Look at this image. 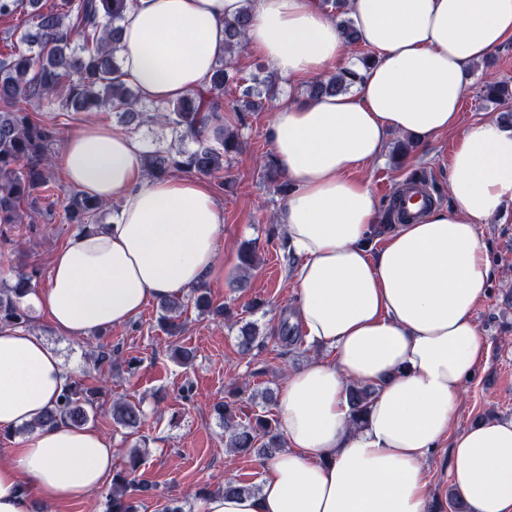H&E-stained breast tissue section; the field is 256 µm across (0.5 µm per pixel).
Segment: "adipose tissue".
I'll use <instances>...</instances> for the list:
<instances>
[{"mask_svg":"<svg viewBox=\"0 0 512 512\" xmlns=\"http://www.w3.org/2000/svg\"><path fill=\"white\" fill-rule=\"evenodd\" d=\"M374 52L353 92L277 104L267 136L291 186L279 214L295 263L296 315L322 357L291 371L277 403L286 449L258 493L215 494L204 512H429L425 462L449 445L466 512H512V421L452 431L461 393L488 352L473 320L492 276L480 227L512 202V130L487 118L458 130L465 74L512 38V0H347ZM245 43L289 84L307 86L349 50L318 0H129L122 78L140 101L208 84L224 23L242 11ZM457 131L450 206L375 228L379 202L360 177L395 131L418 145ZM142 143L101 122L62 144L70 185L118 203L109 224L75 234L25 298L64 337L134 321L152 301L209 282L222 251L218 205L195 178L156 179ZM70 376L31 330L0 325V431L38 418ZM375 394L354 424L348 387ZM112 442L65 421L35 429L0 460V512L86 498L111 475Z\"/></svg>","mask_w":512,"mask_h":512,"instance_id":"adipose-tissue-1","label":"adipose tissue"}]
</instances>
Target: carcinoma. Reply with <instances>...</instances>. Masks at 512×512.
<instances>
[{"instance_id":"cac0c4a2","label":"carcinoma","mask_w":512,"mask_h":512,"mask_svg":"<svg viewBox=\"0 0 512 512\" xmlns=\"http://www.w3.org/2000/svg\"><path fill=\"white\" fill-rule=\"evenodd\" d=\"M127 0H60L59 6L43 10L42 0H0V16L23 13L31 27L21 31L0 55V225L23 223L20 208L37 199L49 188L48 152L58 139L57 124L35 119L30 108L46 112L94 114L112 112L118 121L134 129L158 124L171 131L182 144L176 151L155 148L143 154L147 176L163 178L177 173H196L224 179L232 159L242 150L238 132L224 125L226 112H262L271 109L276 98L278 74L270 72L255 86H243L247 78L234 62L245 49L244 35L249 24L248 11L224 23L225 57L213 68L208 85L200 92L166 104L144 105L137 94L121 80L120 22ZM345 43L354 47L360 42L351 19L336 21ZM359 79L352 69L342 68L327 81L319 80L305 89L310 98L336 95L349 90ZM243 87L244 104L237 106L229 98L232 87ZM503 81L485 84L484 97L501 101L506 93ZM263 177L274 185L281 198L288 196L286 181L272 158L263 163ZM107 204L75 190L68 193L61 222L75 224L81 231H91L102 223ZM256 254L244 244L238 251V269L247 274L257 267ZM32 276L21 272L11 281L0 282V324L25 326L29 322L21 303L23 293L31 287ZM196 309L218 319L230 316L227 306L214 305L206 285L191 289ZM158 323L171 336L182 332L181 298L158 301ZM259 330L247 322L240 328L238 347L242 356L251 354ZM96 368L112 363V349L107 345L91 346ZM105 383H86L69 378L65 391L52 407L27 428L43 427L59 420L80 427L88 423L106 401ZM374 391L353 385L349 401L353 421L366 412ZM224 425L226 447L235 453L257 454L268 460L282 451L284 442L277 423L265 415H255L247 422L236 420L228 402L213 406ZM112 420L136 430L143 418L141 403L112 401ZM142 464L138 450L130 452L123 468L112 475V490L106 496L105 512H139L138 493L145 491L135 481ZM220 491L226 495L254 494L258 488L240 481L224 482Z\"/></svg>"}]
</instances>
